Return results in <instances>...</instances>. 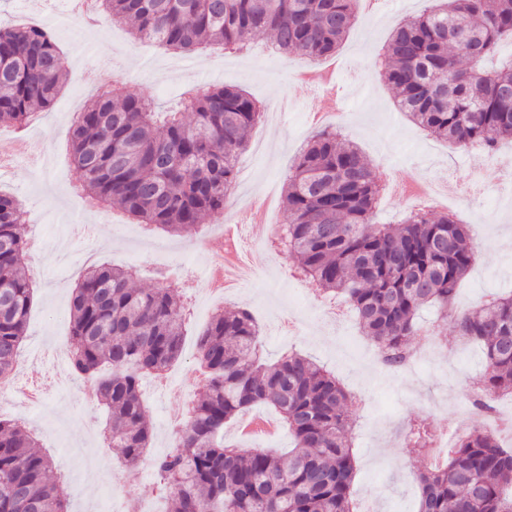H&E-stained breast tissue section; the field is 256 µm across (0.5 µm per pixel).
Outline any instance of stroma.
<instances>
[{
    "instance_id": "1",
    "label": "stroma",
    "mask_w": 512,
    "mask_h": 512,
    "mask_svg": "<svg viewBox=\"0 0 512 512\" xmlns=\"http://www.w3.org/2000/svg\"><path fill=\"white\" fill-rule=\"evenodd\" d=\"M425 6V0H391L374 19L358 18L334 57L349 113L342 135L359 146L383 183L407 180L427 167L438 179L464 183L490 166L483 151L448 147L394 106L378 57L393 24L419 14ZM25 18L54 34L67 56L68 74L52 108L40 112V123L31 132L33 156L0 173V191L22 201L27 238L36 244L27 258L34 298L16 375L49 385L41 404L13 403L8 416L24 424L52 456L71 512H149L163 506L153 490L155 475L149 466L126 467L104 443L106 415L95 394L83 393L72 381L61 386L49 382L55 351L69 345L71 292L88 259L136 269L135 284L141 288L156 286L170 269L184 268L175 285L188 298L203 287L214 260L212 253L197 250L192 240L144 234L141 224L123 210L93 203L76 192L71 182L70 123L63 110H82L94 99L107 65L117 85L154 98L160 122L183 98L202 89L225 85L249 92L262 104L263 116L250 130L239 157L238 183L242 194L264 191L276 201L272 223L262 227L250 222L244 206H237L241 243L254 256L258 275L232 300L202 302L198 318L187 321L182 356L170 368L177 387L158 397L150 378H143L152 426L148 456L169 448L187 401L201 394L195 360L199 334L217 311L243 307L263 327L260 341L267 360L278 359L284 346H291L332 371L354 396L350 410L356 425L350 437L359 512H415V472L421 459L401 445L407 422L417 417L433 420L443 437L452 426L467 432L471 421L461 393L483 372L481 352L477 345L460 344L450 328L442 333L445 345L411 371L369 367L371 341L352 311L336 320L326 317L314 287L293 276L287 260L273 252L277 226L286 219L283 185L298 144L312 136L306 110L318 99L315 89L294 78L301 57L273 53L263 34L252 38L246 55L217 47L176 54L134 42L124 26L106 18L94 26L71 20L68 0H40L36 7L26 0H0V25H16ZM447 205L450 213L471 226L472 239L488 245L479 251L462 283L459 302L470 308L489 294L512 289V184L491 188L477 203L469 201L467 192L453 194Z\"/></svg>"
}]
</instances>
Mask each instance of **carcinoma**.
Wrapping results in <instances>:
<instances>
[{
	"mask_svg": "<svg viewBox=\"0 0 512 512\" xmlns=\"http://www.w3.org/2000/svg\"><path fill=\"white\" fill-rule=\"evenodd\" d=\"M103 15L128 24L137 41L191 54L210 45L243 53L269 33L284 57L336 53L361 0H97ZM512 42V0H433L397 23L385 49V79L395 104L431 136L494 155L512 139V57L492 64ZM0 125L19 127L52 107L67 75L54 36L34 24L0 26ZM147 95L114 89L73 122L74 175L82 191L117 204L150 230L195 238L224 211L236 186V159L262 109L241 89L213 86L182 103L162 126ZM320 131L296 157L285 184L286 221L275 248L293 273L355 310L387 370L413 359L418 314L438 312L464 342L480 344L484 371L473 405L486 412L512 396V292L458 311V286L475 257L469 225L448 213L409 208L397 224H376L381 194L359 147ZM26 213L0 193V382L14 377L33 284L24 270ZM135 272L89 266L74 288L71 374L94 383L109 413L108 439L129 465L146 460L150 440L141 377L160 373L183 351L185 309L167 283L131 286ZM250 310L216 314L198 336L203 397L192 401L168 450L149 459L168 512H354L356 466L349 437L350 395L313 358L263 356ZM270 409L293 435V452L224 442V427L255 406ZM430 422L411 421L404 444L428 459ZM53 460L32 434L0 418V512H69ZM417 512H512V450L479 426L439 465L416 473Z\"/></svg>",
	"mask_w": 512,
	"mask_h": 512,
	"instance_id": "obj_1",
	"label": "carcinoma"
}]
</instances>
